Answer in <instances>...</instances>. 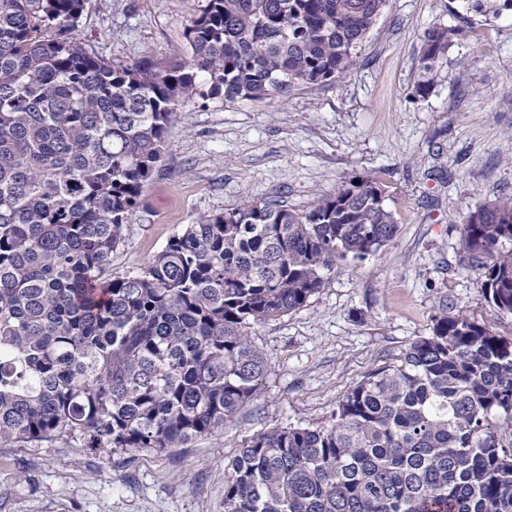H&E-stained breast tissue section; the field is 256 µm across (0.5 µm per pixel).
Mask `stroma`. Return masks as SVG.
<instances>
[{
	"label": "stroma",
	"mask_w": 512,
	"mask_h": 512,
	"mask_svg": "<svg viewBox=\"0 0 512 512\" xmlns=\"http://www.w3.org/2000/svg\"><path fill=\"white\" fill-rule=\"evenodd\" d=\"M204 0H87L80 35L98 56L163 62L186 52ZM448 0H388L346 78L288 96L188 103L161 168L123 229L112 273L139 268L184 225L241 202L299 212L360 177L384 185L394 236L338 266L306 305L255 325L269 370L223 433L164 452L1 448L0 512H224V465L245 437L328 424L371 370L461 309L512 341V315L484 298L459 251L468 214L512 195V9L476 22L414 98L425 32L454 19Z\"/></svg>",
	"instance_id": "obj_1"
}]
</instances>
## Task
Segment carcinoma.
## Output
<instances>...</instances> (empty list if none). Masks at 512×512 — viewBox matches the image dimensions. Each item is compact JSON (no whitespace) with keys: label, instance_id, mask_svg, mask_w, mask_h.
<instances>
[{"label":"carcinoma","instance_id":"1","mask_svg":"<svg viewBox=\"0 0 512 512\" xmlns=\"http://www.w3.org/2000/svg\"><path fill=\"white\" fill-rule=\"evenodd\" d=\"M421 46L435 63L472 17ZM387 0H205L187 54L108 60L86 0H0V446L182 448L224 431L268 372L250 329L303 307L336 262L397 229L354 181L299 213L245 202L187 224L137 271L109 274L185 104L263 101L351 73ZM459 246L512 315V195L471 212ZM512 342L464 311L369 372L322 427L277 426L224 468V512H512Z\"/></svg>","mask_w":512,"mask_h":512}]
</instances>
